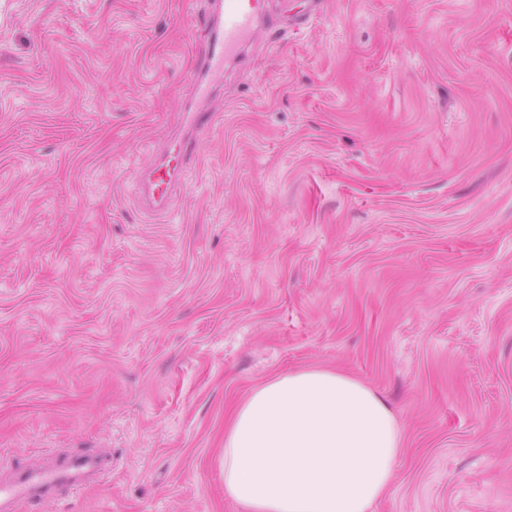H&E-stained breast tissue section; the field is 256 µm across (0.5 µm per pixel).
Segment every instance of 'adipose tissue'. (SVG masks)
<instances>
[{"instance_id":"ef3b65f1","label":"adipose tissue","mask_w":512,"mask_h":512,"mask_svg":"<svg viewBox=\"0 0 512 512\" xmlns=\"http://www.w3.org/2000/svg\"><path fill=\"white\" fill-rule=\"evenodd\" d=\"M402 450L385 400L309 369L255 389L224 430V493L244 512H371Z\"/></svg>"}]
</instances>
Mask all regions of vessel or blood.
Returning a JSON list of instances; mask_svg holds the SVG:
<instances>
[{
	"instance_id": "obj_1",
	"label": "vessel or blood",
	"mask_w": 512,
	"mask_h": 512,
	"mask_svg": "<svg viewBox=\"0 0 512 512\" xmlns=\"http://www.w3.org/2000/svg\"><path fill=\"white\" fill-rule=\"evenodd\" d=\"M269 18L263 0H221L218 11L205 24L203 59L189 76L197 99L196 105L188 106L184 112L189 128L198 129L212 123L214 114L204 110L203 105L214 94L225 61L242 55L261 22ZM188 150L187 143L173 144L148 172L154 201L171 211L177 208L173 188L183 179ZM83 465L82 459L67 458L52 469L40 465L13 468L11 477L0 481V512H22L24 505L52 497L63 484L75 489L83 487L80 475Z\"/></svg>"
}]
</instances>
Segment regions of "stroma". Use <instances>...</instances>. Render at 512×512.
I'll use <instances>...</instances> for the list:
<instances>
[{"label": "stroma", "mask_w": 512, "mask_h": 512, "mask_svg": "<svg viewBox=\"0 0 512 512\" xmlns=\"http://www.w3.org/2000/svg\"><path fill=\"white\" fill-rule=\"evenodd\" d=\"M176 211L209 0H0V462L110 451L24 512H242L224 429L357 377L402 426L374 512H512V0H269ZM189 146L186 142H176L170 151L157 160L148 172V185L154 201L169 211L176 210L177 203L173 188L182 181L185 171V157Z\"/></svg>", "instance_id": "stroma-1"}]
</instances>
